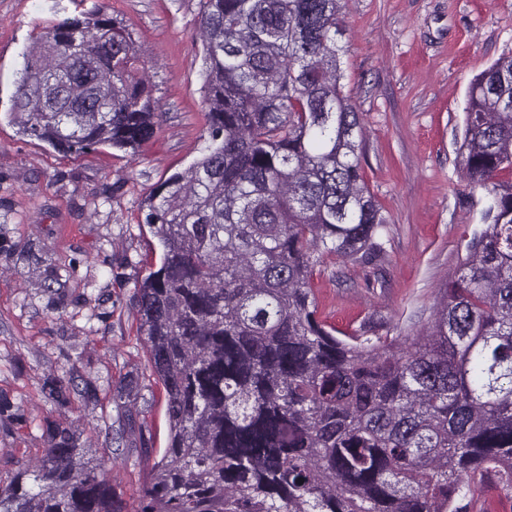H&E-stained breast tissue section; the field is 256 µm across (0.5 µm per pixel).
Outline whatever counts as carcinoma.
Instances as JSON below:
<instances>
[{
  "label": "carcinoma",
  "instance_id": "obj_1",
  "mask_svg": "<svg viewBox=\"0 0 512 512\" xmlns=\"http://www.w3.org/2000/svg\"><path fill=\"white\" fill-rule=\"evenodd\" d=\"M340 0H203L208 144L144 200L160 264L135 285L166 447L135 512H461L512 491V55L476 75L458 148L488 192L416 336L340 338L314 253L373 265L386 219L360 174ZM160 105L104 7L46 24L9 112L65 154L134 150ZM0 512H128L106 462L58 426L0 474ZM489 476L493 477L495 481H485L481 494L475 496L474 500L466 506L465 512H481L480 508L482 507L491 512H512V493L506 495L499 489L495 473H491Z\"/></svg>",
  "mask_w": 512,
  "mask_h": 512
}]
</instances>
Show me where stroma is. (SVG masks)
Instances as JSON below:
<instances>
[{
  "label": "stroma",
  "instance_id": "35a3bbf8",
  "mask_svg": "<svg viewBox=\"0 0 512 512\" xmlns=\"http://www.w3.org/2000/svg\"><path fill=\"white\" fill-rule=\"evenodd\" d=\"M107 6L131 32L153 95L137 152L65 155L2 117L31 36ZM201 0H0V471L35 463L71 427L137 507L167 440L166 398L138 328L135 282L159 262L140 205L207 137ZM341 68L363 127L359 163L387 219L377 268L324 256L311 288L326 325L366 336L427 326L466 255L484 189L457 153L471 80L512 53V0H343ZM67 382L68 403L50 392ZM133 417L122 440L110 426Z\"/></svg>",
  "mask_w": 512,
  "mask_h": 512
}]
</instances>
